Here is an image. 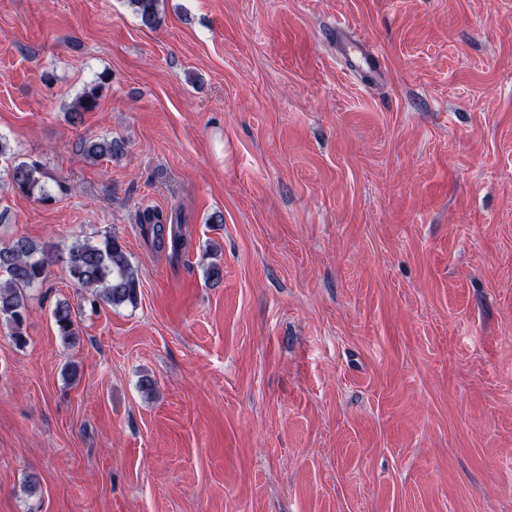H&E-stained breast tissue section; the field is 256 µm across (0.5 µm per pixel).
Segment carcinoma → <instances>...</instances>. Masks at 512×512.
<instances>
[{
    "mask_svg": "<svg viewBox=\"0 0 512 512\" xmlns=\"http://www.w3.org/2000/svg\"><path fill=\"white\" fill-rule=\"evenodd\" d=\"M160 3L161 0H128L147 28L160 23ZM103 87L104 82L99 81L83 88L69 107L71 122H82L83 113L96 109ZM81 149L84 157L96 161L121 154L124 142L108 136H91L82 142ZM7 176L11 191L41 203H49L56 199V194L68 191L65 182L34 162L13 161ZM138 222L144 236L155 245L161 247L168 241L172 250L179 252L182 246L179 216L146 209L139 213ZM53 255L54 246L25 236L0 246V320L12 326V336L18 341L23 340V323L28 314L26 291L45 281ZM66 273L69 281L89 292L95 302L100 300L111 306H134L138 302V271L127 259L119 238L112 234L96 241L88 238L74 242L68 250ZM53 318L62 340L69 341L77 335L76 321L67 302L57 303Z\"/></svg>",
    "mask_w": 512,
    "mask_h": 512,
    "instance_id": "carcinoma-1",
    "label": "carcinoma"
}]
</instances>
